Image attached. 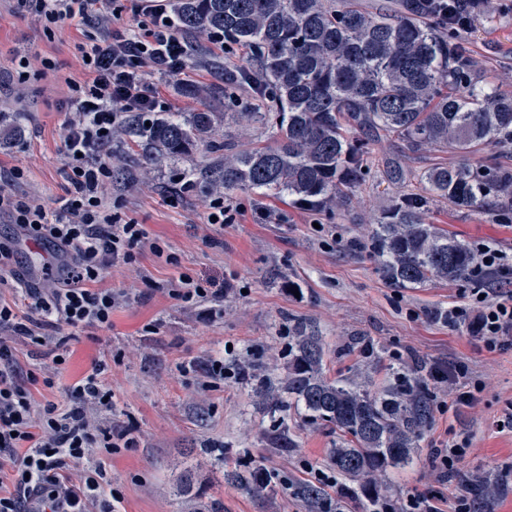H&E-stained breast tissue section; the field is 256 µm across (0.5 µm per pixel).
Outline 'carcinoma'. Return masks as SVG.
Instances as JSON below:
<instances>
[{"instance_id": "1", "label": "carcinoma", "mask_w": 512, "mask_h": 512, "mask_svg": "<svg viewBox=\"0 0 512 512\" xmlns=\"http://www.w3.org/2000/svg\"><path fill=\"white\" fill-rule=\"evenodd\" d=\"M176 25L208 37L224 34L228 46L251 51L257 69L228 79V86L258 85L263 112H238L245 121L276 128L274 144L239 149L224 141L223 112L203 107L183 117L159 112L139 129L142 165L149 170L205 150L214 164L193 167L186 177L207 181L224 193L250 190L288 195L301 209L341 207L366 179L368 137L395 136L413 152L451 148L462 157L419 175L427 192L459 209L482 210L487 202L512 200V171L466 163L487 143L512 145V94L481 80L454 25L435 4L402 0L394 12H370L357 0H170ZM357 130L361 138L349 132ZM425 200L407 197L377 219L369 235L370 257L395 288L471 277L478 252L425 220ZM288 371L273 381L260 365L242 373L266 411L285 418L297 411L335 430L329 461L346 480L372 496L391 467L413 460L431 425V370L423 363L392 369V381L373 389L363 375L331 379L324 372L320 336L297 319L288 327ZM282 452L297 447L289 427L271 437ZM236 480L257 497L272 489L271 475L246 465ZM485 512L499 488L475 487ZM194 512H223L205 502L185 474L178 490ZM296 495L309 508L322 500L320 488L304 484Z\"/></svg>"}]
</instances>
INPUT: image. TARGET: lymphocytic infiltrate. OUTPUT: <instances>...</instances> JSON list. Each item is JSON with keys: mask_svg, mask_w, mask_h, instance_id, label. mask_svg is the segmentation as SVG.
Returning a JSON list of instances; mask_svg holds the SVG:
<instances>
[{"mask_svg": "<svg viewBox=\"0 0 512 512\" xmlns=\"http://www.w3.org/2000/svg\"><path fill=\"white\" fill-rule=\"evenodd\" d=\"M47 32L66 21L88 18L93 0H18ZM111 14L131 28H111L82 48L89 80L69 86L64 123V160L71 188L55 209L41 202L0 193L6 214L25 238L55 247L58 263L45 287L28 283L16 297L0 296V512H116L120 488L103 459L131 447L124 430L102 429L96 412L111 410L106 381L112 366L95 363L68 389L65 401L36 400L33 387L54 385L24 368L16 342L42 347L54 342V365L65 364L67 337L50 340L60 326H112L118 296L100 287L103 273L118 262L132 263L143 251L162 255L135 221L121 220L102 197L112 180V138L121 113L146 118L164 111L144 79L145 67L165 75L189 65V46L169 22L163 0H112ZM31 316L19 317L18 301ZM450 325L466 324L487 350L512 342V296L499 300L473 289L471 299L448 309Z\"/></svg>", "mask_w": 512, "mask_h": 512, "instance_id": "1", "label": "lymphocytic infiltrate"}]
</instances>
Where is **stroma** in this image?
I'll use <instances>...</instances> for the list:
<instances>
[{
  "label": "stroma",
  "instance_id": "obj_1",
  "mask_svg": "<svg viewBox=\"0 0 512 512\" xmlns=\"http://www.w3.org/2000/svg\"><path fill=\"white\" fill-rule=\"evenodd\" d=\"M87 22L68 21L47 36L35 17L17 0H0V114L20 113L21 133H0V170L21 168L23 182L0 183V189L26 195L47 206L65 197L70 187L64 164V122L69 82L87 74L81 60ZM482 74L503 93L512 91V0H487L462 33ZM192 57L181 74L147 72L145 80L174 112H193L200 104L186 94L189 86L212 88L209 108L230 111L224 79L250 64L227 55L209 41L190 37ZM33 65L19 80L17 63ZM55 67L43 69L41 58ZM137 117L124 120L112 142V184L107 204L126 219L143 224L150 237L165 245L175 263L143 252L137 263L109 269L101 285L122 290L126 299L112 313L108 330H75L67 362L54 376L55 386H37L35 397L61 401L70 385L92 364L112 362L113 407L104 415L108 429L130 430L132 447L109 461L112 480L123 493L120 512H184L175 489L185 467H194L196 486L222 499L224 512H308L295 495L299 482L316 483L318 473L332 475L328 450L336 442L329 427L295 418L293 452L272 447L268 434L275 421L259 404L240 372L251 364L282 377L288 366V327L306 321L322 337L330 377L368 368L372 357L362 341H372L381 368L419 360L428 367L463 364L466 379L483 387L479 400L455 408L447 382L430 378L433 420L411 464L389 469L380 491L395 512H408L410 497H432L439 512H451L462 477L489 480L499 495L494 512H512V431L498 423L512 413V346L490 352L461 326L449 328L433 312L465 300L470 283L440 282L421 288L389 285L364 245L375 220L405 196L425 194L417 176L438 164L458 163L449 150L413 153L400 139L371 140V174L341 210H304L289 200L262 198L237 190L225 202L242 206L236 223L207 225L211 198L204 184L183 191L179 165L141 169L142 149L130 129ZM400 165L412 172L404 182L390 178ZM428 198L429 222L470 245L489 244L512 255V220L494 207L480 212L458 210L446 199ZM274 211L276 223L261 213ZM323 232H316V225ZM17 252L15 273L41 280L48 259L42 244L17 235L0 218V241ZM209 280L224 288L219 302L186 307L167 292L179 273ZM223 353L228 372L214 390L201 389L197 366ZM468 437L466 456L450 471L441 469L436 450ZM262 464L273 475L265 497L252 496L234 480L246 463Z\"/></svg>",
  "mask_w": 512,
  "mask_h": 512
}]
</instances>
